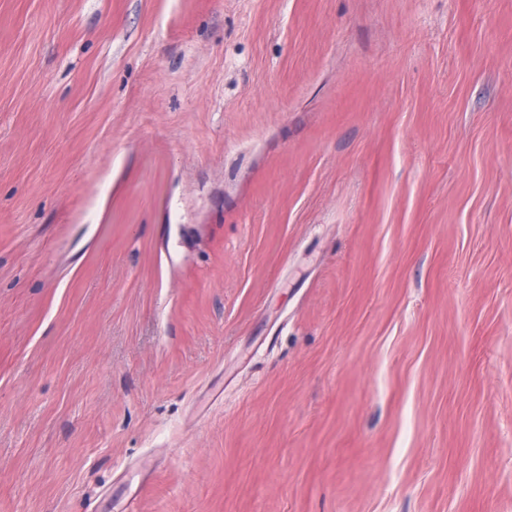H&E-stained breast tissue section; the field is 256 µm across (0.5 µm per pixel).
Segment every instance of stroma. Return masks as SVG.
<instances>
[{"mask_svg": "<svg viewBox=\"0 0 512 512\" xmlns=\"http://www.w3.org/2000/svg\"><path fill=\"white\" fill-rule=\"evenodd\" d=\"M0 512H512V0H0Z\"/></svg>", "mask_w": 512, "mask_h": 512, "instance_id": "35a3bbf8", "label": "stroma"}]
</instances>
